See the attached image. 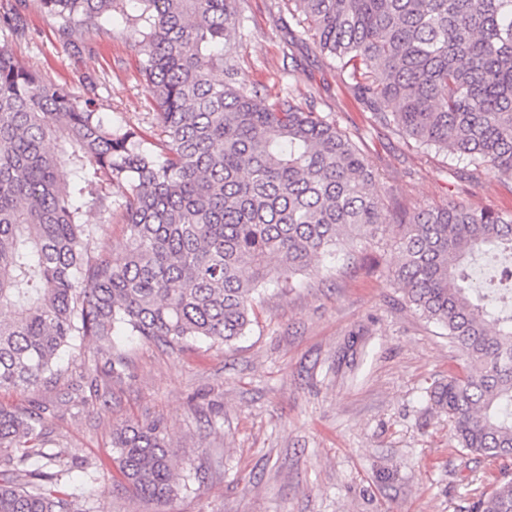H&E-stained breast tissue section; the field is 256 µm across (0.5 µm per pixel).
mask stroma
Returning a JSON list of instances; mask_svg holds the SVG:
<instances>
[{
  "label": "stroma",
  "mask_w": 512,
  "mask_h": 512,
  "mask_svg": "<svg viewBox=\"0 0 512 512\" xmlns=\"http://www.w3.org/2000/svg\"><path fill=\"white\" fill-rule=\"evenodd\" d=\"M232 51L240 78L271 103L292 89L363 148L384 202L375 237L356 254L339 249L297 277L266 284L245 335L229 346L191 341L170 350L120 337L121 378L94 362L95 342L63 355L57 384L0 393V405L51 408L46 451L75 465L58 486L85 512H472L512 478V461L458 448L435 383L466 364L436 325L405 306L392 273L403 232L397 210L462 203L512 212V184L432 148L407 146L372 114L323 58L288 0H240ZM134 5L106 30L58 39L39 0H26L30 36L14 55L86 95L95 83L106 120L146 119L154 105L131 39ZM162 419L186 486L166 503L136 496L118 471L112 428Z\"/></svg>",
  "instance_id": "35a3bbf8"
}]
</instances>
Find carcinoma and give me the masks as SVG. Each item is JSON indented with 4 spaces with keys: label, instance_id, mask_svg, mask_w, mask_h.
I'll use <instances>...</instances> for the list:
<instances>
[{
    "label": "carcinoma",
    "instance_id": "obj_1",
    "mask_svg": "<svg viewBox=\"0 0 512 512\" xmlns=\"http://www.w3.org/2000/svg\"><path fill=\"white\" fill-rule=\"evenodd\" d=\"M134 2L150 131L112 125L95 98L16 60L8 39L25 35V0L0 12V391L52 382L59 354L88 338L106 344L116 378L115 336L229 345L251 325L259 287L290 286L379 229L376 174L351 136L290 96L261 103L239 77V0ZM291 2L375 123L512 182V0ZM40 4L66 43L124 8ZM399 218L394 281L468 361L430 400L458 447L512 458V215L458 203ZM112 224L124 227L121 259L98 237ZM487 257L493 274L479 286L472 270ZM42 438L37 413L0 407V512H84L50 472L64 452L27 466ZM112 447L138 495L178 494L161 420L117 426ZM473 512H512V479Z\"/></svg>",
    "mask_w": 512,
    "mask_h": 512
}]
</instances>
